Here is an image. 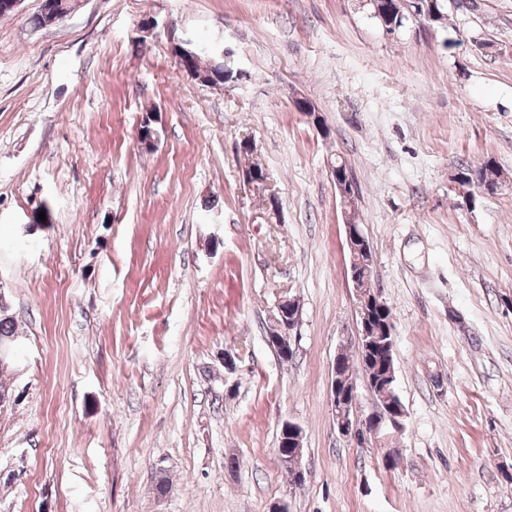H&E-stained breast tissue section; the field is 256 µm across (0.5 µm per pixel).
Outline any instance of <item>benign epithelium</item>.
I'll use <instances>...</instances> for the list:
<instances>
[{
	"instance_id": "obj_1",
	"label": "benign epithelium",
	"mask_w": 512,
	"mask_h": 512,
	"mask_svg": "<svg viewBox=\"0 0 512 512\" xmlns=\"http://www.w3.org/2000/svg\"><path fill=\"white\" fill-rule=\"evenodd\" d=\"M347 246L350 252L349 271L355 288L356 314L361 317L362 328L359 329L357 345L364 348L376 343L381 346L387 357L394 352L393 320H388L387 326L377 334H369L366 319L370 318L373 310L386 306L379 290L374 287V279L360 282V270L374 263V256L367 238L357 234L353 226L346 225ZM292 301L284 299L277 303L279 319L270 333L269 345L282 348L283 354H288L294 331L298 330L300 313L287 310ZM343 352H338L331 371L330 401L333 420L339 433L360 446L373 443L378 445L386 440L403 434L406 412L403 406L391 403L390 384L393 372L383 375L376 383L366 382L372 396V409L365 415L357 412V385L350 381L348 374L341 373L340 362ZM284 427L291 433L292 441L288 455H278L280 463L291 467L297 474L296 485L304 482V472L301 460L304 451L302 428L291 421L284 422Z\"/></svg>"
}]
</instances>
